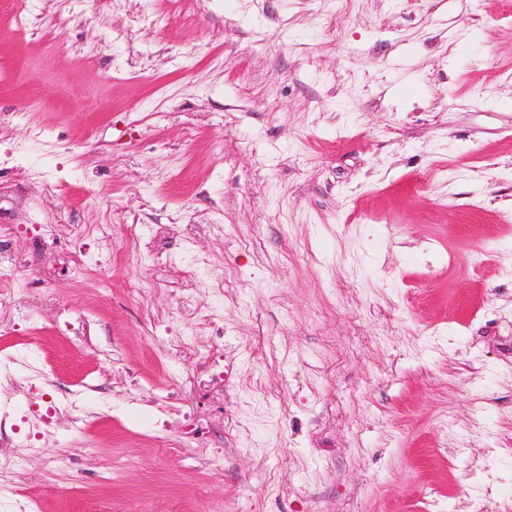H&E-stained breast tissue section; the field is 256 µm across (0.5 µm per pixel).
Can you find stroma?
I'll use <instances>...</instances> for the list:
<instances>
[{"label":"stroma","instance_id":"35a3bbf8","mask_svg":"<svg viewBox=\"0 0 512 512\" xmlns=\"http://www.w3.org/2000/svg\"><path fill=\"white\" fill-rule=\"evenodd\" d=\"M0 255L28 512H512V0H0Z\"/></svg>","mask_w":512,"mask_h":512}]
</instances>
